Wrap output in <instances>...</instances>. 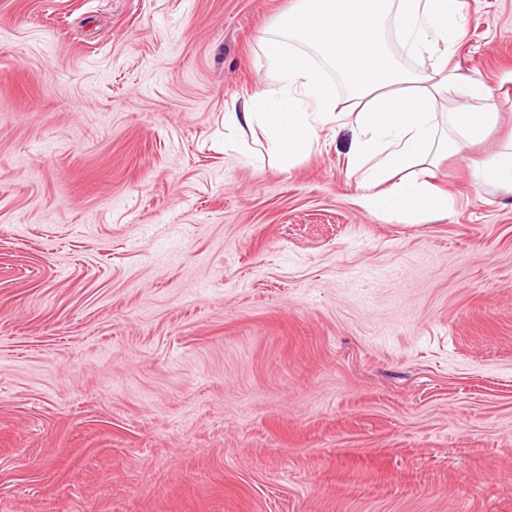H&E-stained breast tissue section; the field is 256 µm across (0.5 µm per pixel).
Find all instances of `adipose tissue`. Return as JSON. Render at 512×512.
<instances>
[{"instance_id":"obj_1","label":"adipose tissue","mask_w":512,"mask_h":512,"mask_svg":"<svg viewBox=\"0 0 512 512\" xmlns=\"http://www.w3.org/2000/svg\"><path fill=\"white\" fill-rule=\"evenodd\" d=\"M393 22L398 40L416 54L439 50L428 71L405 67L384 35ZM263 53L275 87L252 96L242 113L224 115L226 126L261 128L268 150L283 163L307 154L326 124L349 127L353 146L348 168L360 176L358 204L409 224L445 208L448 195L433 182L430 153L457 154L481 139L493 121L489 112L449 113L439 119L433 102L449 85L463 83L467 97L489 93L476 80H461L448 66L465 35L461 0H295ZM316 48L349 86L350 108L341 109L330 85L299 44ZM408 175L394 179L395 171Z\"/></svg>"}]
</instances>
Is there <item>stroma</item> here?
Listing matches in <instances>:
<instances>
[{"instance_id": "obj_1", "label": "stroma", "mask_w": 512, "mask_h": 512, "mask_svg": "<svg viewBox=\"0 0 512 512\" xmlns=\"http://www.w3.org/2000/svg\"><path fill=\"white\" fill-rule=\"evenodd\" d=\"M421 224L225 128L294 0H0V512H512V0ZM477 181L493 182L512 190V153H496L477 164L473 171Z\"/></svg>"}]
</instances>
